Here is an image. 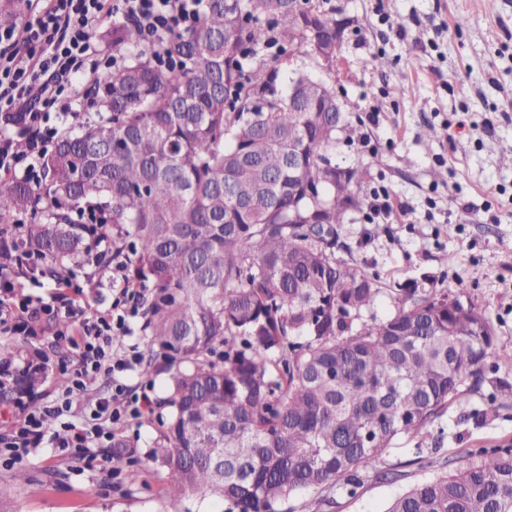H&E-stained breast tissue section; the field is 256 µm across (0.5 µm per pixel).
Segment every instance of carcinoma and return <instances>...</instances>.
Wrapping results in <instances>:
<instances>
[{
    "label": "carcinoma",
    "mask_w": 512,
    "mask_h": 512,
    "mask_svg": "<svg viewBox=\"0 0 512 512\" xmlns=\"http://www.w3.org/2000/svg\"><path fill=\"white\" fill-rule=\"evenodd\" d=\"M300 26L288 0H210L167 40L169 70L112 20L125 59L94 84L98 119L60 136L39 186L0 188V224L32 216L25 247L53 264L83 240L72 212L106 211L112 250L151 289L142 371L169 374L151 460L172 500L224 512H288L304 489L354 496L366 471L398 479L381 468L394 439L482 382L500 349L485 311L446 288H395L376 318L379 276L336 257L358 171L336 180V113L288 99L313 80L282 77ZM474 454L385 512H512V448Z\"/></svg>",
    "instance_id": "carcinoma-1"
}]
</instances>
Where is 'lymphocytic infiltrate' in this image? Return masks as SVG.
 <instances>
[{
    "instance_id": "1",
    "label": "lymphocytic infiltrate",
    "mask_w": 512,
    "mask_h": 512,
    "mask_svg": "<svg viewBox=\"0 0 512 512\" xmlns=\"http://www.w3.org/2000/svg\"><path fill=\"white\" fill-rule=\"evenodd\" d=\"M207 7L208 0H41L27 23L25 41L14 40L11 27L0 25V180L18 178L40 185L46 152L60 136L62 121L81 114L87 96L83 82L120 66L119 57L93 42L96 27L112 18L135 23L141 45L155 63L175 68L179 61L167 53V37L199 22ZM18 137L28 141L26 153L14 151ZM74 216L87 239L82 252L55 274L49 298L25 295L17 279L18 271L43 268V256L29 250L0 255V334L29 343L38 336V321H56L61 329L54 342L72 353L64 399L22 406V418L11 433L0 434V447L7 450L11 463L44 442L76 449L85 463H93V456L86 453L91 441L112 443L115 427L131 425L152 410L148 393H132L118 378L140 364L141 353L116 348L131 320L140 315L146 290L128 279L126 257L112 253V226L102 210L82 207ZM90 261L112 277V304L103 311L88 304L79 278ZM102 372L113 375V392L111 398L95 403L92 427L69 425L64 434H48L47 416L70 411L86 392L89 379Z\"/></svg>"
}]
</instances>
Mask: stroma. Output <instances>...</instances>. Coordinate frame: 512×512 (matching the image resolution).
<instances>
[{"label":"stroma","instance_id":"1","mask_svg":"<svg viewBox=\"0 0 512 512\" xmlns=\"http://www.w3.org/2000/svg\"><path fill=\"white\" fill-rule=\"evenodd\" d=\"M346 24L341 64L333 70L298 55L289 66L335 85L347 104L348 126L332 156L361 173L358 193L369 201L385 187L405 213L366 221L349 211L338 228L337 258L363 265L382 288H449L490 317L505 350L486 368L479 387L449 402L426 430L395 440L385 457L400 471L395 482L362 473L356 496L338 494L323 512H384L391 498L436 477L444 458L460 449L512 448V396L494 389L512 381V169L500 163L512 152V0H330ZM439 131L426 139L428 128ZM452 262H443V255ZM46 360L33 390L41 401L61 395L60 367L69 358L53 343L55 323L40 324ZM131 390L149 386L152 412L121 431L148 456L168 408L165 375L134 369ZM437 447L434 463L418 467L416 449ZM89 467L70 451L42 443L18 466L0 464V488L16 512H224L216 499L173 502L166 471L149 463L137 483L112 477L114 451L97 449ZM28 475L14 483L16 469Z\"/></svg>","mask_w":512,"mask_h":512}]
</instances>
